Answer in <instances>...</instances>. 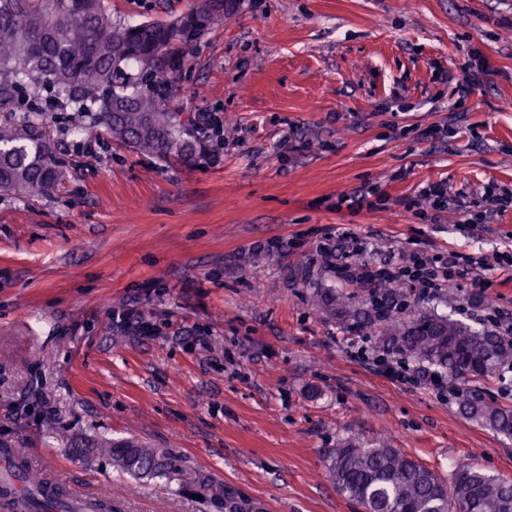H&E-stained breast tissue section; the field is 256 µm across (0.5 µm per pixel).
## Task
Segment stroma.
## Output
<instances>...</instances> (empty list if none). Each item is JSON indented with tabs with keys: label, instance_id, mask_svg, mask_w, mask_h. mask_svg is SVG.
Returning a JSON list of instances; mask_svg holds the SVG:
<instances>
[{
	"label": "stroma",
	"instance_id": "35a3bbf8",
	"mask_svg": "<svg viewBox=\"0 0 512 512\" xmlns=\"http://www.w3.org/2000/svg\"><path fill=\"white\" fill-rule=\"evenodd\" d=\"M113 17L168 21L192 0H106ZM188 57L171 99L224 122L219 159L164 163L99 136L72 149L48 196L0 197V446L66 492L121 512H221L201 479L263 512H363L340 495L327 452L344 441L401 449L442 477L461 465L512 480V439L464 415L455 392L392 379L354 359L382 350L321 297L369 291L321 264L326 229L369 244L493 259L512 208L457 226L485 188L512 191V0H238ZM489 68L455 94L470 51ZM436 126L440 133L424 137ZM441 182L433 210L421 186ZM377 188L375 208L337 207ZM470 278L406 310L490 328L512 313V270ZM134 308L143 337L112 315ZM208 339L207 346L197 337ZM133 437L180 473L137 478L95 444Z\"/></svg>",
	"mask_w": 512,
	"mask_h": 512
}]
</instances>
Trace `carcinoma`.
I'll use <instances>...</instances> for the list:
<instances>
[{
	"instance_id": "1",
	"label": "carcinoma",
	"mask_w": 512,
	"mask_h": 512,
	"mask_svg": "<svg viewBox=\"0 0 512 512\" xmlns=\"http://www.w3.org/2000/svg\"><path fill=\"white\" fill-rule=\"evenodd\" d=\"M224 0H196L178 18L131 24L112 18L104 0H0V196L49 193L59 186L63 161L42 117L61 108L85 134L160 161L197 163L208 157L199 117L175 112L168 101L199 35L224 24ZM346 328L372 324L365 309L334 297ZM383 343L391 353L443 370L461 410L512 437V406L469 396L465 386L512 367V337L478 330L461 320L415 311L387 317ZM112 464L135 476H163L178 465L157 448L133 440L105 445ZM336 490L363 512H512V481L460 466L447 480L398 448L344 442L328 453ZM224 512L250 505L227 485L210 486Z\"/></svg>"
}]
</instances>
